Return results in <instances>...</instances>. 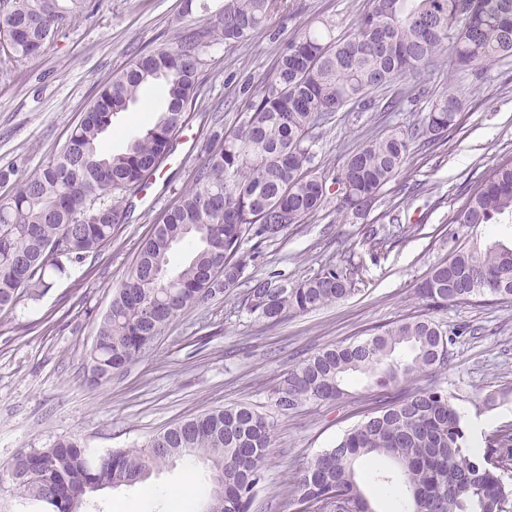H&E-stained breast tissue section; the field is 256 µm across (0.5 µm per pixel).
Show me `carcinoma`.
Segmentation results:
<instances>
[{
  "label": "carcinoma",
  "instance_id": "cac0c4a2",
  "mask_svg": "<svg viewBox=\"0 0 512 512\" xmlns=\"http://www.w3.org/2000/svg\"><path fill=\"white\" fill-rule=\"evenodd\" d=\"M0 32L13 61L42 56L87 12L88 0H6ZM372 0L356 32L336 39L308 29L288 43L273 77L250 96L242 124L214 132L222 141L198 165L195 187L182 193L141 242L136 260L115 288L87 353L91 380L122 374L185 309L232 288H243L241 306L271 323L339 302L351 293L334 266L291 287L271 279H245L242 246L270 239L266 224H302L330 191L311 169V132L318 112L364 110L371 93L407 75L448 62L481 73L512 57V0ZM278 0H224L206 26L147 52L112 77L59 151L35 172L18 176L0 167V312L51 288L65 263L80 262L112 240L126 215V196L154 174L182 127L198 92L204 49L241 43L266 26ZM162 105L127 148L104 154L102 125L153 88ZM460 98L443 90L409 132L395 131L359 145L344 160L334 184L339 211L354 217L371 209L383 188L401 174L410 142L440 141L458 121ZM512 218V160L486 176L453 214L452 224L478 229ZM192 251L172 266L174 246ZM224 283H213L214 273ZM491 294L512 300V247L472 242L430 268L419 297L436 308ZM448 330L426 314L395 322L368 339L322 349L288 369L273 388L278 412L338 401L345 380L359 374L386 389L448 362ZM440 386L396 395L317 455L291 485L300 505L317 512H376L363 484L371 480L399 494L400 512H508L512 503V429L496 435L483 453L466 446L461 416ZM274 422L240 404L177 423L144 448H121L98 458L78 442L18 454L6 471L22 498L43 512H81L104 489L133 486L177 460L209 465L206 512H251L265 482L264 461ZM384 458L385 470L361 471Z\"/></svg>",
  "mask_w": 512,
  "mask_h": 512
}]
</instances>
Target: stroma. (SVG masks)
<instances>
[{
	"label": "stroma",
	"mask_w": 512,
	"mask_h": 512,
	"mask_svg": "<svg viewBox=\"0 0 512 512\" xmlns=\"http://www.w3.org/2000/svg\"><path fill=\"white\" fill-rule=\"evenodd\" d=\"M87 16L55 38L44 55L0 62V167L34 172L56 155L102 87L135 57L205 26L224 0H88ZM369 0H281L267 26L245 42L206 48L197 98L145 188L130 197L127 218L97 254L67 264L42 296L0 314V463L22 451L76 439L94 457L118 448H143L168 426L236 404L274 414L273 446L254 512H297L292 476L382 404L388 390L356 376L338 401L308 404L278 415L271 391L282 374L330 345L364 340L401 318L424 312L445 326L463 327L445 366L418 375L409 390L436 384L452 394L470 447L484 448L512 426V398L489 406L485 397L512 387V303L486 297L475 304L427 309L416 288L434 264L461 245L512 244V224L468 235L451 218L467 189L512 158V58L482 75L443 66L396 81L402 111L328 112L314 131L313 164L336 177L347 154L363 142L407 131L430 110L443 87L463 102L444 145H413L401 175L363 217L338 210L336 193L301 224L277 238L246 240L245 277L291 284L322 269H343L352 292L344 300L273 325L239 308L233 288L188 309L151 349L109 383L87 381L86 354L96 323L136 258L153 224L192 187L216 125L230 130L245 119L247 88L272 77L288 41L330 22L334 37L354 31ZM144 103L114 118L100 148L123 151L139 135ZM193 475L200 490L186 512H201L209 469L178 461L147 483L99 493L101 512H168L169 489Z\"/></svg>",
	"instance_id": "35a3bbf8"
}]
</instances>
